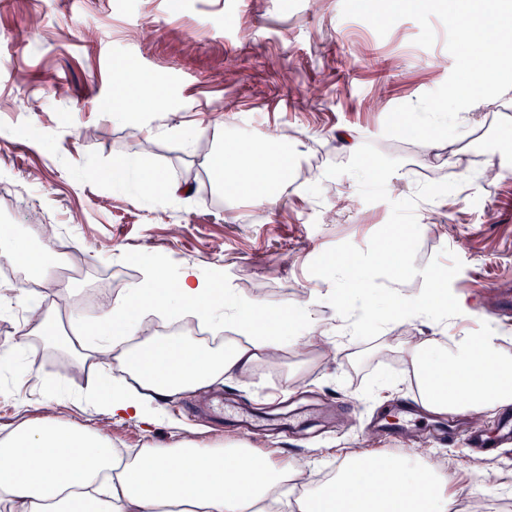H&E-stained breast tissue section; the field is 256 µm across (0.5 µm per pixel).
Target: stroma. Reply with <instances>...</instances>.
I'll return each mask as SVG.
<instances>
[{"label": "stroma", "instance_id": "1", "mask_svg": "<svg viewBox=\"0 0 512 512\" xmlns=\"http://www.w3.org/2000/svg\"><path fill=\"white\" fill-rule=\"evenodd\" d=\"M432 47L415 43L419 24L396 22L378 36L366 21L342 15V0H0V186L26 194L58 226L47 247H72L83 272L74 292L111 278L124 291L144 278L142 258L169 270L191 264L220 270L231 299H255L300 313L305 304L325 317L338 349L326 364L300 370L304 333L289 335L277 363H260L249 384L224 381L208 392H183L163 402L167 417L151 431L83 409L74 390L88 372L65 352L33 341L0 363V435L24 420L86 424L127 448L241 441L270 460L310 464L321 483L345 451L386 454L413 450L447 458L463 475L462 499L483 512H503L501 481L512 474V444L470 461L464 436L443 443L429 432L427 413L410 438L369 434L368 423L410 401L388 325L371 341L336 332L325 303H312L308 266L327 249L349 242L366 248L388 220V202L356 200L340 220L329 214L337 180L356 186L359 160L408 174L414 183L459 181L454 193L416 206L422 238L416 267L442 249L463 263L452 281L462 313L447 325L408 320L414 338L512 336V318L498 311L497 281L512 279V106L474 104L461 157L447 148L384 136L393 108L439 88L454 59L446 32L433 21ZM130 65L151 78L163 110L112 115L132 88L114 85V70ZM228 136L295 134L294 149L323 148L306 187L283 193L268 208L248 199L216 204L207 160L215 149L212 122ZM148 123L182 136L145 140ZM356 132L360 156L342 152L338 131ZM151 150H144V142ZM502 159L496 180L461 183V161L481 169ZM166 180L193 182L192 196L142 197L138 169Z\"/></svg>", "mask_w": 512, "mask_h": 512}]
</instances>
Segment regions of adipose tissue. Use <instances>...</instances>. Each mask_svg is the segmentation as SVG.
Instances as JSON below:
<instances>
[{
	"instance_id": "ef3b65f1",
	"label": "adipose tissue",
	"mask_w": 512,
	"mask_h": 512,
	"mask_svg": "<svg viewBox=\"0 0 512 512\" xmlns=\"http://www.w3.org/2000/svg\"><path fill=\"white\" fill-rule=\"evenodd\" d=\"M213 135L214 183L256 204L278 205L281 195L271 186L288 164L278 151L284 135L228 138L220 119ZM149 286L153 297L130 289L91 319L74 308L49 317L43 292L20 290L27 310L20 339L44 340L93 371L110 363L120 367L129 377L124 385L108 388L93 379L79 388L78 398L149 427L164 420L161 402L170 396L205 392L224 379L251 382L258 362L278 360L294 331L283 310L258 302L223 306L215 280L192 265L172 279L152 268ZM153 305L229 322L240 336L213 348L194 336L141 335L139 314ZM394 350L407 365L423 411L445 414L462 406L480 414L512 406V351L499 337H403ZM307 478V465L274 463L238 442L201 446L182 439L123 460L98 430L54 420L26 422L0 438V512H466L455 470L414 453L395 464L368 449L349 452L325 486L289 499L287 486Z\"/></svg>"
}]
</instances>
